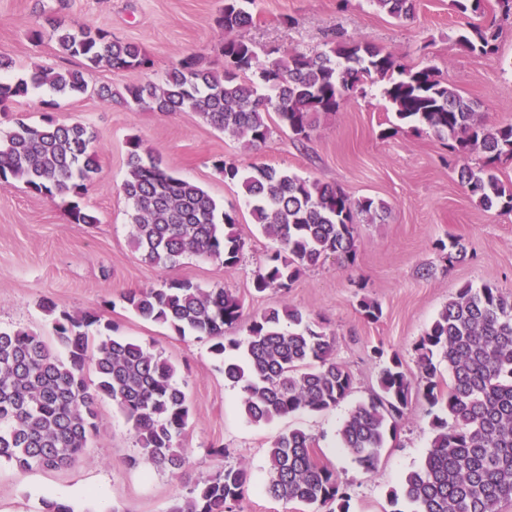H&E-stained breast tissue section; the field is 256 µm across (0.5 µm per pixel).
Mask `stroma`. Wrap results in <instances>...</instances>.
<instances>
[{"mask_svg": "<svg viewBox=\"0 0 512 512\" xmlns=\"http://www.w3.org/2000/svg\"><path fill=\"white\" fill-rule=\"evenodd\" d=\"M222 0H0V54L11 57L12 77L37 66L75 69L79 60L59 55L49 38L35 42L30 31L43 15L66 24H90L140 44L152 69L102 71L99 83L119 89L160 81L181 58L195 54L220 70L223 31L216 18ZM478 22L496 21L502 36L495 52L479 55L462 48L457 35L467 22L449 0H417L412 18L396 20L370 0H254L252 27L242 33L261 60L275 49L307 54L323 51L331 30L392 53L411 68L433 66L465 97L480 104L490 125L512 122V17L496 0H485ZM385 83H364L336 114L320 117L309 141L298 143L274 128L256 149L218 132L193 112L163 114L103 102L94 95L63 98L58 119L79 121L93 130L99 170L83 199L98 218L71 223L68 200L48 199L22 183L0 185V328L26 329L49 346L57 341L52 317L57 311H98L117 336L161 354L177 368L176 380L188 395L191 416L184 440L190 448L189 483L139 459L140 449L124 416L110 399L96 401L98 430L87 460L53 471L27 474L0 466V512H40L46 497L68 500L77 512H171L218 466L245 468L250 481L241 512H311L298 502L276 500L263 490L267 451L293 428L317 437L316 457L350 485L349 512H406L405 500H392L406 475L417 469L429 449V406L412 401L395 440L384 448L375 470L359 466L338 447L337 431L358 401L376 390L380 347L395 353L410 375H417L414 346L438 313L464 285L491 283L512 294V214L477 206L464 193L449 161L448 149L430 130L397 120L383 95ZM140 137L178 176L195 182L218 204L236 206L238 232L245 242L233 266L194 256L159 269L144 263L130 244L132 226L120 191L127 172V141ZM219 159L235 160L243 170L271 164L335 184L358 199L386 202L384 220L360 222L352 261L328 257L302 272L289 292L255 293L254 272L277 248L254 223L240 184L215 170ZM463 237L465 261L448 263L444 248ZM188 280L202 289L223 287L243 303L244 317L289 305L322 322L336 337L334 355L350 372L352 394L335 408L299 412L265 424L249 422L241 392L224 379L208 339L176 335L166 326L139 318L122 300L129 290ZM380 303L379 321H365L358 302ZM223 448L221 457L210 448Z\"/></svg>", "mask_w": 512, "mask_h": 512, "instance_id": "obj_1", "label": "stroma"}]
</instances>
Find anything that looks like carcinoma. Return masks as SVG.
<instances>
[{
    "mask_svg": "<svg viewBox=\"0 0 512 512\" xmlns=\"http://www.w3.org/2000/svg\"><path fill=\"white\" fill-rule=\"evenodd\" d=\"M244 2L251 0H224L217 19L224 30L223 71L188 55L159 83L115 91L93 84L96 72L148 69L153 65L148 53L106 29L66 27L50 18L58 53L80 59L82 66L0 78V112L32 89L46 87L61 96L91 90L104 101L118 98L153 112H195L214 129L257 148L271 135V115L292 139L307 141L320 116L336 113L374 77L387 81L385 96L399 119L416 121L448 141L471 201L485 211L512 213V186L496 172L502 159H512V123L487 125L475 112V102L435 68L407 69L392 54L340 30L323 51L285 50L262 62L251 43L233 36L254 22ZM370 2L399 20L412 17L416 6V0ZM500 35L493 23L471 25L460 32L458 43L484 55L495 51ZM257 79L270 95H258ZM41 105V123L18 120L0 135V183L20 181L36 195L73 197L71 223L96 224L98 218L78 202L99 168L95 134L80 122L59 121L56 100ZM127 147L121 192L142 259L161 269L186 256L237 264L244 243L236 210L221 207L202 188L170 172L139 137H130ZM475 154L481 159L473 166ZM214 166L224 179L241 183L255 223L278 243L253 277L257 293L288 290L303 270L331 255L353 258L359 218L387 210L372 197L353 199L334 184L268 164L247 174L233 160L219 159ZM123 301L145 321L164 324L180 336L191 331L209 339L210 352L223 362L225 380L241 387L242 409L256 424L322 412L352 392V376L334 356L335 336L297 308L253 315L247 336L238 340L226 337V331L239 322L243 306L222 287L203 290L190 281L171 280L159 288L128 291ZM358 307L368 321L382 314L369 299ZM110 330L112 325L101 324L96 313H61L53 320V332L66 351L62 359L37 335L0 329V461L31 472L84 458L97 434L94 400L106 397L131 425L143 460L175 478L185 475L190 404L174 380L175 367L138 343L102 335ZM414 351L419 376L411 378L396 354L383 362L379 391L358 402L338 432L341 447L364 469H375L413 397H421L437 412L431 448L403 482L410 512H501L503 503L512 502V296L490 283L459 289ZM441 362L450 375L444 388ZM91 369L94 381L87 378ZM316 447V438L302 429L278 437L268 451L264 491L317 508L336 502L338 512H348L350 486L318 461ZM247 483L245 469L221 466L197 482L172 512H238Z\"/></svg>",
    "mask_w": 512,
    "mask_h": 512,
    "instance_id": "1",
    "label": "carcinoma"
}]
</instances>
